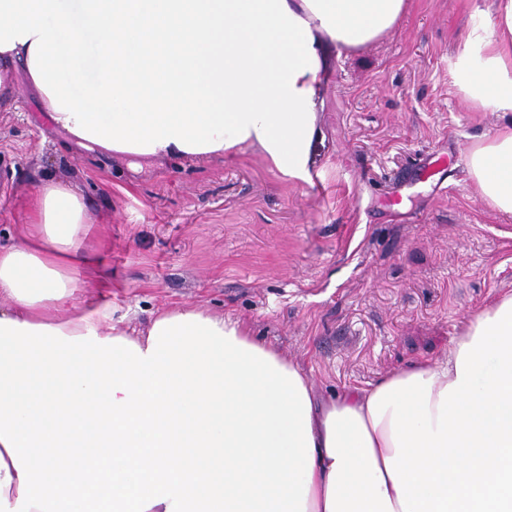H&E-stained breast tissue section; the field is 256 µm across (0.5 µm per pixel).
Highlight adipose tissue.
I'll list each match as a JSON object with an SVG mask.
<instances>
[{"label": "adipose tissue", "instance_id": "adipose-tissue-1", "mask_svg": "<svg viewBox=\"0 0 512 512\" xmlns=\"http://www.w3.org/2000/svg\"><path fill=\"white\" fill-rule=\"evenodd\" d=\"M408 0H0V63L22 71L51 127L102 154L205 160L251 147L310 182L335 49L393 31ZM454 64L468 101L512 112V0ZM475 184L512 213V124L469 151ZM88 205L68 184L33 193L0 246V319L116 338L112 293L76 308ZM315 445L306 512H512V293L482 308L439 361L367 388L308 390Z\"/></svg>", "mask_w": 512, "mask_h": 512}]
</instances>
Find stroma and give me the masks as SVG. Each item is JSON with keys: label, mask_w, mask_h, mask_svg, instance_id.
Listing matches in <instances>:
<instances>
[{"label": "stroma", "mask_w": 512, "mask_h": 512, "mask_svg": "<svg viewBox=\"0 0 512 512\" xmlns=\"http://www.w3.org/2000/svg\"><path fill=\"white\" fill-rule=\"evenodd\" d=\"M490 2L410 0L381 41L337 50L307 183L252 148L129 167L54 132L21 74L1 69L12 96L0 105V245L29 223L38 184L65 181L88 204L119 327L194 306L297 361L326 396L437 361L469 316L512 291V214L466 167L409 185L397 207L384 195L423 154L467 153L503 124L452 71Z\"/></svg>", "instance_id": "1"}]
</instances>
